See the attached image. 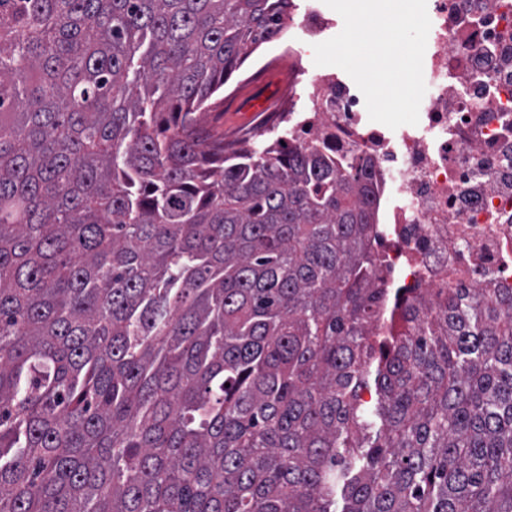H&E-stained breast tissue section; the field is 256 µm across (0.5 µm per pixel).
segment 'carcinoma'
I'll use <instances>...</instances> for the list:
<instances>
[{
    "label": "carcinoma",
    "instance_id": "obj_1",
    "mask_svg": "<svg viewBox=\"0 0 512 512\" xmlns=\"http://www.w3.org/2000/svg\"><path fill=\"white\" fill-rule=\"evenodd\" d=\"M288 2L0 0V512H512L509 289L378 332L364 175L201 125Z\"/></svg>",
    "mask_w": 512,
    "mask_h": 512
}]
</instances>
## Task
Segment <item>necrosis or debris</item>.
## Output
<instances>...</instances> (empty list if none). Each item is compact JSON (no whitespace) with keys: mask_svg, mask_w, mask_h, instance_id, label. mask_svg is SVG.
<instances>
[{"mask_svg":"<svg viewBox=\"0 0 512 512\" xmlns=\"http://www.w3.org/2000/svg\"><path fill=\"white\" fill-rule=\"evenodd\" d=\"M427 11L418 125L371 121L359 91L321 70L288 137L361 167L384 287L512 289V0H427ZM334 25L319 7L292 9L269 44L299 59Z\"/></svg>","mask_w":512,"mask_h":512,"instance_id":"necrosis-or-debris-1","label":"necrosis or debris"}]
</instances>
